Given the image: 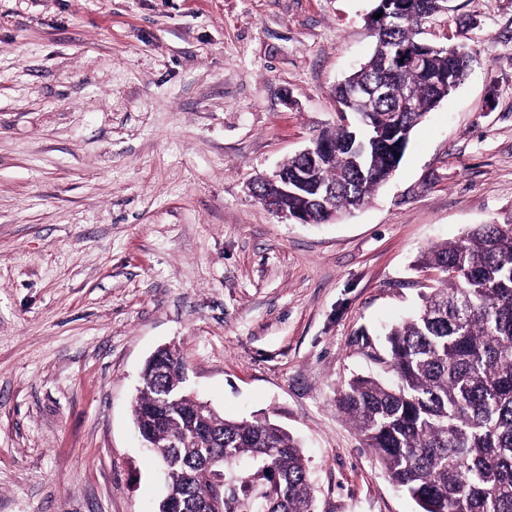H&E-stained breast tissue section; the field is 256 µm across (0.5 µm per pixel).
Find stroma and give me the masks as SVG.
Returning a JSON list of instances; mask_svg holds the SVG:
<instances>
[{
	"label": "stroma",
	"mask_w": 512,
	"mask_h": 512,
	"mask_svg": "<svg viewBox=\"0 0 512 512\" xmlns=\"http://www.w3.org/2000/svg\"><path fill=\"white\" fill-rule=\"evenodd\" d=\"M375 0H0V512H153L146 359L300 439L315 512H417L336 395L435 274L428 247L512 220V0H449L424 40L467 79L337 221L248 191L321 130Z\"/></svg>",
	"instance_id": "stroma-1"
}]
</instances>
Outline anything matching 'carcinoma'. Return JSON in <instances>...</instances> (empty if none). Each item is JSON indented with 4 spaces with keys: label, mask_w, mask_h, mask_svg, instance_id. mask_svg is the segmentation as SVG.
<instances>
[{
    "label": "carcinoma",
    "mask_w": 512,
    "mask_h": 512,
    "mask_svg": "<svg viewBox=\"0 0 512 512\" xmlns=\"http://www.w3.org/2000/svg\"><path fill=\"white\" fill-rule=\"evenodd\" d=\"M443 0H401L400 17L370 34L368 60L334 97L343 112L317 140L328 148L296 155L276 170L288 183L281 209L310 222L355 209L399 163L379 131L409 140L426 113L448 96L441 77L461 83L473 57L458 46L430 45L418 28ZM426 55V66L397 61ZM438 286L386 332L385 375L358 376L336 406L355 425L386 476L418 512H512V221L480 224L418 258ZM147 393L135 395L136 428L154 445L163 493L181 512H209L216 470H224L223 512H314L315 490L299 440L270 414L228 420L191 395L177 350L144 365Z\"/></svg>",
    "instance_id": "cac0c4a2"
}]
</instances>
